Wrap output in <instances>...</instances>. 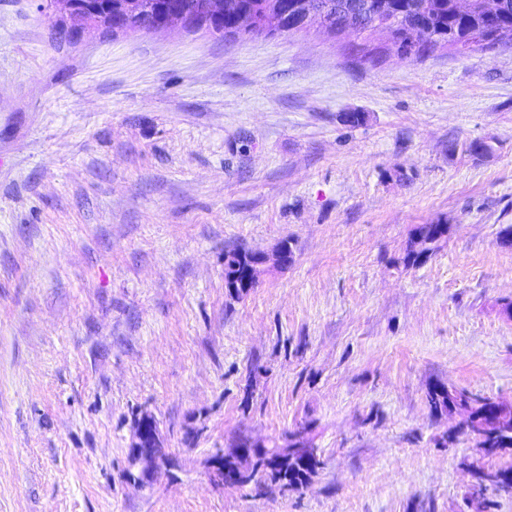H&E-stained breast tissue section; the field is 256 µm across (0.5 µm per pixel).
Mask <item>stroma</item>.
I'll return each instance as SVG.
<instances>
[{
	"instance_id": "stroma-1",
	"label": "stroma",
	"mask_w": 512,
	"mask_h": 512,
	"mask_svg": "<svg viewBox=\"0 0 512 512\" xmlns=\"http://www.w3.org/2000/svg\"><path fill=\"white\" fill-rule=\"evenodd\" d=\"M60 22L0 0V512H512L471 488L512 451L429 403H512V48ZM420 224L448 236L409 266ZM283 242L227 288L225 251ZM296 431L308 485L213 482ZM254 267L262 274L271 266H285L292 260V250L287 244H281L272 253L250 252ZM131 448L135 451L136 460L143 465L145 473L158 461L165 460L166 449L151 415L144 414L136 421Z\"/></svg>"
}]
</instances>
